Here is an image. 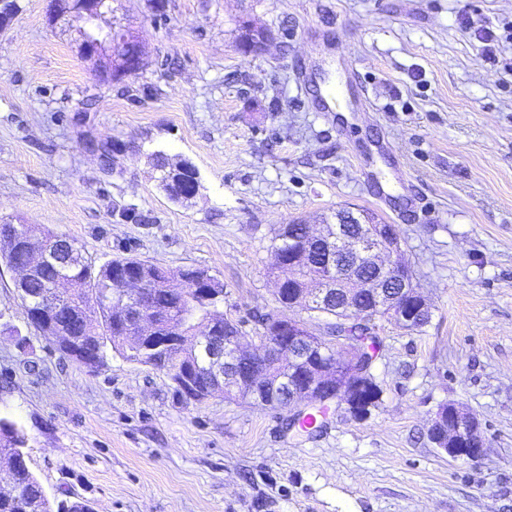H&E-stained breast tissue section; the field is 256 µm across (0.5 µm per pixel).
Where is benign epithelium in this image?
<instances>
[{"instance_id": "obj_1", "label": "benign epithelium", "mask_w": 512, "mask_h": 512, "mask_svg": "<svg viewBox=\"0 0 512 512\" xmlns=\"http://www.w3.org/2000/svg\"><path fill=\"white\" fill-rule=\"evenodd\" d=\"M48 24L52 27L78 16L84 20L77 53L80 57L99 62L97 78L100 82H121L139 73L145 66L142 44L130 29L113 22L118 7L114 0H48ZM22 233L29 242L28 268L17 269L16 280L21 282L31 269L57 266L55 280L49 290L41 292L36 309L28 314L33 324L48 325L60 309L55 293L72 288L65 260L80 254L81 247L61 237L55 243L40 239L27 226L1 224L0 241L7 235ZM322 245L327 252L323 272L288 302V308H305L318 300L325 302L340 290L334 280L337 254L349 255L355 266L373 271L370 277L357 280L362 290L384 312V319L406 331L424 326L431 317L428 299L420 291L411 268L401 256V239L397 228L373 218L353 207L336 212V222L304 227L303 238L296 249L285 248L276 254L280 276L276 287L282 288L295 279L297 265L305 262L310 247ZM151 279L135 269L133 273H119L112 281V302L122 316L127 332L146 341L153 336L158 319L152 303ZM211 281L205 277L189 283L178 277L170 280L175 295L192 286L208 290ZM269 336L257 347L239 338L223 342L222 347H209L206 373L213 381L212 391L223 392L244 382L257 391L268 388L288 394V409L319 406L327 399L323 391L334 389L332 401L348 412H355L353 402L356 381L375 370L377 357L348 354L337 364L330 359L335 343L315 333L307 321L283 313L272 317ZM278 366L281 373L269 377V367ZM198 364L188 363L180 371V382L189 394L196 390L195 374ZM427 433L435 448L453 459L474 460L481 456L483 438L477 417L455 403H446L430 419Z\"/></svg>"}]
</instances>
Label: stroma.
<instances>
[{
  "label": "stroma",
  "mask_w": 512,
  "mask_h": 512,
  "mask_svg": "<svg viewBox=\"0 0 512 512\" xmlns=\"http://www.w3.org/2000/svg\"><path fill=\"white\" fill-rule=\"evenodd\" d=\"M120 4L146 65L100 84L74 50L81 20L52 27L47 0H16L0 31V223L75 239L97 266L206 270L249 330L279 309L280 225L367 208L397 225L432 318L379 328L367 419L334 406L305 432L284 408L182 402L165 372L113 351L96 368L62 354L0 262V417L46 492L94 512H512V0H167L162 19ZM483 17L491 60L469 25ZM243 23L270 29L261 53L239 50ZM307 60L323 86L351 67L370 110L312 111ZM101 141L119 145L104 161ZM156 151L196 166L191 204L158 188ZM450 401L479 418L481 458L428 442Z\"/></svg>",
  "instance_id": "stroma-1"
}]
</instances>
